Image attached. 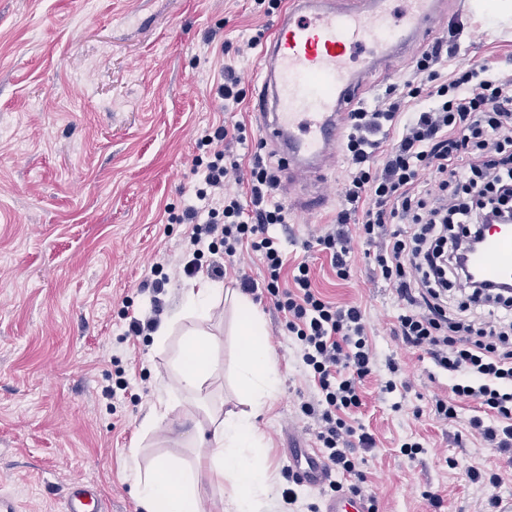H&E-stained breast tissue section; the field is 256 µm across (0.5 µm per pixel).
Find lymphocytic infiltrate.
<instances>
[{
	"mask_svg": "<svg viewBox=\"0 0 512 512\" xmlns=\"http://www.w3.org/2000/svg\"><path fill=\"white\" fill-rule=\"evenodd\" d=\"M454 48L438 40L412 62V76L401 90L387 88L374 106L349 113L345 152L349 170L336 224L317 237L329 253L339 278H348L347 230L359 218L360 235L378 243L374 263L402 305L395 336L411 350L430 356L451 380V398H438L435 415H457L456 399H474L483 416L473 417L474 432L492 447L512 451V300L475 288L453 260L461 237L481 231L512 207V161L502 158L512 145V74L486 63L460 67L441 79L436 66ZM432 85L421 93L416 79ZM394 130L384 147L378 135ZM245 128L219 126L202 139L204 154L194 155L195 205L177 221L190 225L192 257L186 275L209 257V274L220 277L225 265L237 268L244 292L265 290L275 307L287 313L285 327L294 336L303 365L317 382L320 398L303 404L318 425L320 454L332 474L361 477L352 443L372 446L363 425L344 419L361 404V385L372 371L375 353L359 307H339L323 299L312 283L307 262H298L291 284H283V254L269 228L286 223L288 211L278 200L276 171L262 153H254L250 170L224 147L229 134ZM248 186V201L229 189ZM407 222L392 229L393 220ZM260 257L264 282L242 267L243 248ZM154 295L143 317H131L124 339L155 330L160 300L170 282L168 265L154 263Z\"/></svg>",
	"mask_w": 512,
	"mask_h": 512,
	"instance_id": "lymphocytic-infiltrate-1",
	"label": "lymphocytic infiltrate"
}]
</instances>
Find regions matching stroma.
Returning <instances> with one entry per match:
<instances>
[{"label": "stroma", "mask_w": 512, "mask_h": 512, "mask_svg": "<svg viewBox=\"0 0 512 512\" xmlns=\"http://www.w3.org/2000/svg\"><path fill=\"white\" fill-rule=\"evenodd\" d=\"M274 15L253 0H0V494L19 512H61L73 482L96 484L107 512H143L135 468L174 456L205 463L197 445L208 426L204 405L237 411L233 388L234 311L216 298L207 322L181 319L163 346L120 335L124 305H147L141 285L151 265L178 262L190 228L172 223L191 202L197 143L222 124L243 123L233 150L250 161L259 138L253 114L258 53L235 54ZM441 35L455 53L442 78L462 63L486 61L512 72V26L492 25L470 0H447ZM242 77L240 111L220 109L223 68ZM348 161L338 154L323 206L271 226L288 259H306L327 300L361 307L375 364L355 416L375 446L358 448L378 512H487L469 468L499 475L501 503L512 500V452L493 448L470 427L476 402L455 419L434 414L450 382L428 355L393 336L400 305L370 259L374 245L353 238L348 279L336 277L316 238L333 222ZM257 306L280 363V386L258 425L273 478L267 512H289L286 455L316 447V425L301 411L318 393L269 298ZM214 340V371L197 393L181 389L171 360L187 330ZM398 372H390V363ZM128 394L105 396L117 371ZM398 381L390 394L380 387ZM409 388H401V381ZM153 428H144L150 415ZM425 451L403 456L404 442Z\"/></svg>", "instance_id": "obj_1"}]
</instances>
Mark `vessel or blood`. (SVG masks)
<instances>
[{
    "label": "vessel or blood",
    "instance_id": "vessel-or-blood-1",
    "mask_svg": "<svg viewBox=\"0 0 512 512\" xmlns=\"http://www.w3.org/2000/svg\"><path fill=\"white\" fill-rule=\"evenodd\" d=\"M445 11L446 0H293L292 8L279 12L256 74L255 115L260 138L276 149L283 182L301 211L322 195L343 121L367 76L435 39ZM471 266L485 278L512 281V230L490 232ZM287 458L307 484L326 481L315 449L291 451ZM63 512H103L96 486L72 484ZM322 512L369 508L362 496H331Z\"/></svg>",
    "mask_w": 512,
    "mask_h": 512
}]
</instances>
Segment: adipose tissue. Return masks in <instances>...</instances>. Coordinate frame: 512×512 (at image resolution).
I'll use <instances>...</instances> for the list:
<instances>
[{
	"mask_svg": "<svg viewBox=\"0 0 512 512\" xmlns=\"http://www.w3.org/2000/svg\"><path fill=\"white\" fill-rule=\"evenodd\" d=\"M235 309L238 357L235 387L241 411L228 417L211 415V455L204 470L159 460L136 472L135 490L146 512H201L198 494L201 473L223 487L233 512H262L270 492L263 455V435L257 418L279 389L278 358L266 339L263 319L249 297L232 296ZM213 342L203 332L188 336L173 365L184 388L197 389L210 376Z\"/></svg>",
	"mask_w": 512,
	"mask_h": 512,
	"instance_id": "ef3b65f1",
	"label": "adipose tissue"
}]
</instances>
